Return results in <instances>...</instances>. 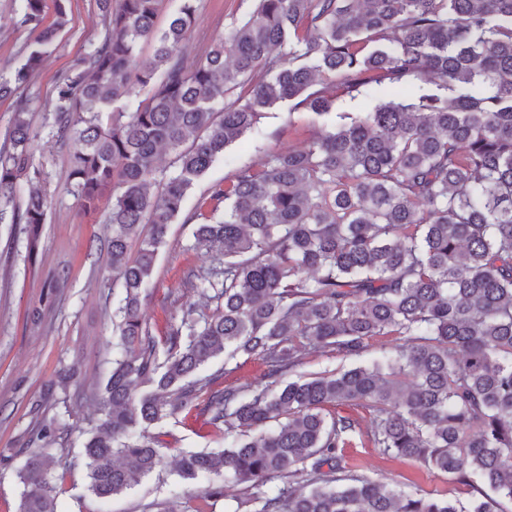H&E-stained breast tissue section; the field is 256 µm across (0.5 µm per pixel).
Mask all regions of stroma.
<instances>
[{
  "mask_svg": "<svg viewBox=\"0 0 512 512\" xmlns=\"http://www.w3.org/2000/svg\"><path fill=\"white\" fill-rule=\"evenodd\" d=\"M251 8L250 0H200L196 23L184 50V62L194 67L204 50L240 22ZM69 29L63 30L50 55L32 76L24 95L31 105L32 165L40 172L49 209L42 226L36 255H29L24 225L12 223L8 214L23 205V196L1 210L0 220V512H18L22 485L18 472L28 453L27 443L44 426L63 429L65 435L50 453L63 476L57 512H149L152 504L182 505L198 485L176 474L174 461L183 452L219 451L224 434L208 423L203 402L167 419L159 429L163 468L142 478L121 494L100 499L87 489L80 463L88 431L100 422L96 395L101 391L112 359V314L122 296L113 284L102 246L106 233V206L85 210L64 182L70 149L53 133L54 90L77 61L103 35L95 0H69ZM19 0H0V77L10 76L26 43L37 29L19 23ZM316 128L308 112L290 111L288 104L268 109L257 126L223 158L209 168L190 190L184 210L192 212L209 188L235 172L237 163L255 159L260 149H282L305 144ZM210 252L195 246L190 225L170 224L156 263L154 286L143 304L144 318L163 330L167 320L180 313L169 295L189 269L208 265ZM391 338H374L360 359L337 354H312L294 372V379L336 372L380 359ZM264 365L258 358L211 360L203 375H221L222 385L243 386L260 382ZM360 431L346 450L350 467L374 481L405 490L437 491L453 500L468 501L470 487L448 475L434 473L419 463L382 454L366 433L368 412L357 410Z\"/></svg>",
  "mask_w": 512,
  "mask_h": 512,
  "instance_id": "1",
  "label": "stroma"
}]
</instances>
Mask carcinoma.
Wrapping results in <instances>:
<instances>
[{
  "mask_svg": "<svg viewBox=\"0 0 512 512\" xmlns=\"http://www.w3.org/2000/svg\"><path fill=\"white\" fill-rule=\"evenodd\" d=\"M23 2L20 24L40 34L0 78V99L17 97L5 200L38 179L19 91L70 23L66 0L47 26L45 0ZM163 2L97 0L103 36L56 88L65 181L89 209L112 192L108 263L124 290L102 418L83 443L88 490L109 498L163 467L154 430L202 399L232 440L179 458L181 479L211 478L195 500L225 497L227 472L247 512H495L479 487L464 504L353 472L345 448L360 423L336 412L347 405L372 413L374 447L512 501V0H254L192 70L182 51L197 0L160 28ZM405 83L411 97L337 113L306 145L210 187L184 223L213 253L190 278L216 308L185 301L155 335L141 304L159 248L212 163L267 109L287 102L316 124L338 94ZM48 208L31 186L12 214L31 254ZM378 336L395 341L381 361L287 380L310 352L356 358ZM221 354L261 359L264 383L214 388L197 372ZM18 477L19 512H56L47 455Z\"/></svg>",
  "mask_w": 512,
  "mask_h": 512,
  "instance_id": "carcinoma-1",
  "label": "carcinoma"
}]
</instances>
